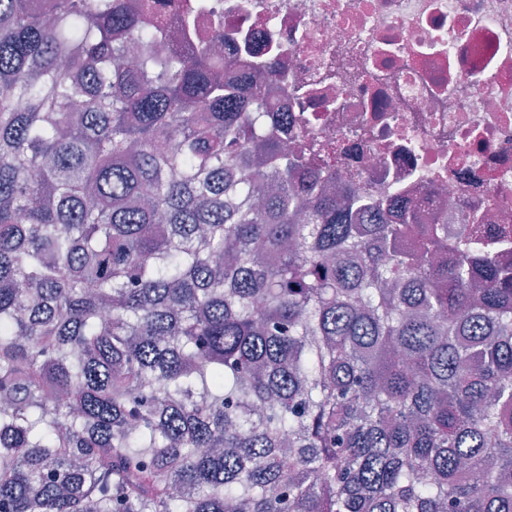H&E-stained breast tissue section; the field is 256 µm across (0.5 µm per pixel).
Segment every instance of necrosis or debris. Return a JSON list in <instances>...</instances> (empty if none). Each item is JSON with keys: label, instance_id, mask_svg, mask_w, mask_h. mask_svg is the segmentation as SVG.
I'll return each mask as SVG.
<instances>
[{"label": "necrosis or debris", "instance_id": "obj_1", "mask_svg": "<svg viewBox=\"0 0 512 512\" xmlns=\"http://www.w3.org/2000/svg\"><path fill=\"white\" fill-rule=\"evenodd\" d=\"M234 31L232 80L272 59L288 139L360 195L399 190L421 224L478 229L512 268V0H172Z\"/></svg>", "mask_w": 512, "mask_h": 512}]
</instances>
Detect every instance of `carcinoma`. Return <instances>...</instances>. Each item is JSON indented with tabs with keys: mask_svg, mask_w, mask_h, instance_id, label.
I'll return each mask as SVG.
<instances>
[{
	"mask_svg": "<svg viewBox=\"0 0 512 512\" xmlns=\"http://www.w3.org/2000/svg\"><path fill=\"white\" fill-rule=\"evenodd\" d=\"M195 19L0 0V512H512V271Z\"/></svg>",
	"mask_w": 512,
	"mask_h": 512,
	"instance_id": "1",
	"label": "carcinoma"
}]
</instances>
